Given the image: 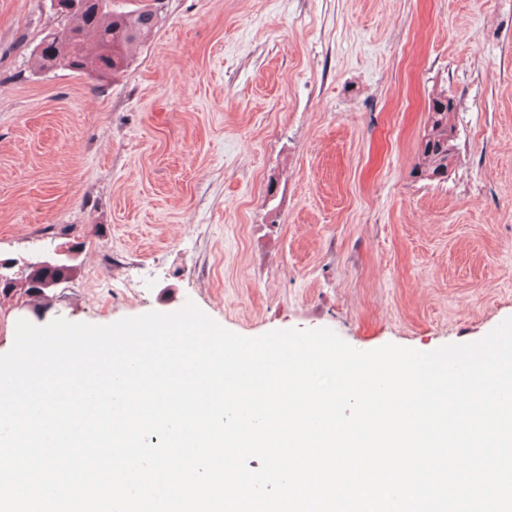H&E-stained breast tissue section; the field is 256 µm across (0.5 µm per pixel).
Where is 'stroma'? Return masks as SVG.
<instances>
[{
	"label": "stroma",
	"instance_id": "obj_1",
	"mask_svg": "<svg viewBox=\"0 0 512 512\" xmlns=\"http://www.w3.org/2000/svg\"><path fill=\"white\" fill-rule=\"evenodd\" d=\"M159 8L101 77L39 69L51 0H0V259L74 265L47 299L0 296V354L21 319L189 301L245 337L328 328L363 351L475 342L512 317V0ZM439 92L459 160L419 181ZM279 249L287 265L252 287L255 256Z\"/></svg>",
	"mask_w": 512,
	"mask_h": 512
}]
</instances>
